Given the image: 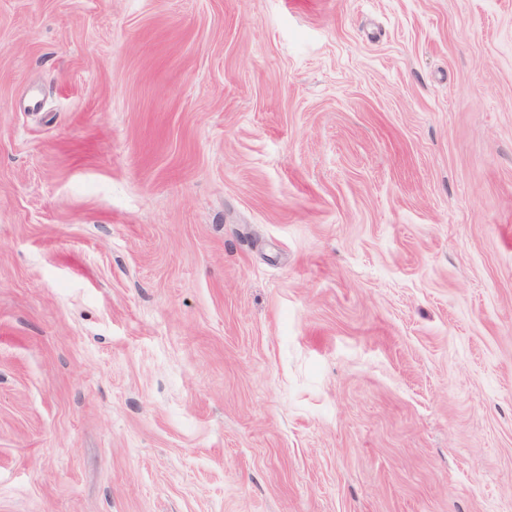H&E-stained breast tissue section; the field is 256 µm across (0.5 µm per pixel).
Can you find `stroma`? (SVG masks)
<instances>
[{"label":"stroma","instance_id":"obj_1","mask_svg":"<svg viewBox=\"0 0 512 512\" xmlns=\"http://www.w3.org/2000/svg\"><path fill=\"white\" fill-rule=\"evenodd\" d=\"M0 512H512V0H0Z\"/></svg>","mask_w":512,"mask_h":512}]
</instances>
